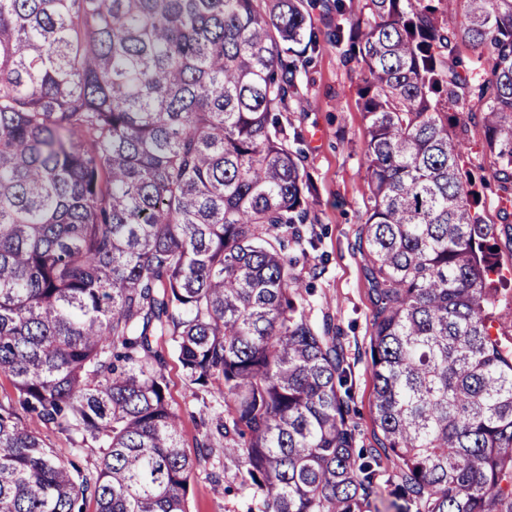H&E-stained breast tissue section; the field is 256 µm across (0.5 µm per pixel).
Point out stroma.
<instances>
[{
  "instance_id": "35a3bbf8",
  "label": "stroma",
  "mask_w": 512,
  "mask_h": 512,
  "mask_svg": "<svg viewBox=\"0 0 512 512\" xmlns=\"http://www.w3.org/2000/svg\"><path fill=\"white\" fill-rule=\"evenodd\" d=\"M356 84V73L343 65L336 48L327 40H319L312 81L303 88L302 103L290 118L303 133V170L312 183L317 248L310 251L309 262L324 266L313 281L312 292L301 293L300 298L312 321L319 322L327 316L343 331L354 391L349 424L358 447L373 448L377 441L372 420L373 377L369 356L371 303L364 261L355 248L359 229L366 220V183L357 155L365 136V121L357 104ZM463 138L465 168L488 177L486 194L495 196L499 187L492 179L493 159L484 150L479 121L468 122ZM485 217L496 227L503 274L497 283L492 333L512 340V223H501L493 207L486 209ZM165 362L168 398L183 420V449L193 457L199 452L197 443L205 432L204 422L223 414L224 401L216 390H195L174 354H166ZM31 428L56 454L74 460L82 470L90 471L97 465L98 449L76 448L65 432L51 425L35 422ZM399 472L396 458L382 457L378 485L366 512H398L401 501L393 490ZM256 501L240 459L225 454L223 448L211 449L208 458L191 475L189 512H253Z\"/></svg>"
}]
</instances>
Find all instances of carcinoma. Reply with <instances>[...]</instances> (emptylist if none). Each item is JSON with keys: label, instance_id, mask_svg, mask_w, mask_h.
I'll use <instances>...</instances> for the list:
<instances>
[{"label": "carcinoma", "instance_id": "cac0c4a2", "mask_svg": "<svg viewBox=\"0 0 512 512\" xmlns=\"http://www.w3.org/2000/svg\"><path fill=\"white\" fill-rule=\"evenodd\" d=\"M459 23L448 27L445 14ZM357 72L379 445L415 512H512V346L490 332L496 228L461 165L482 104L512 183V0H0V512H187L170 344L227 417L258 512H365L330 321L294 272L315 247L300 133L319 35ZM491 62L462 65L459 44ZM503 223L512 196L496 197ZM36 418L95 470L58 457ZM36 432L47 446L51 447L56 454L74 460L82 470H94L99 462L98 448L78 449L72 444L69 436L52 425H44L39 422H26Z\"/></svg>", "mask_w": 512, "mask_h": 512}]
</instances>
